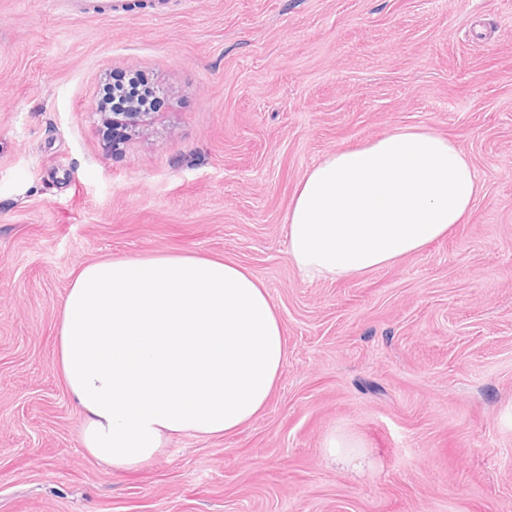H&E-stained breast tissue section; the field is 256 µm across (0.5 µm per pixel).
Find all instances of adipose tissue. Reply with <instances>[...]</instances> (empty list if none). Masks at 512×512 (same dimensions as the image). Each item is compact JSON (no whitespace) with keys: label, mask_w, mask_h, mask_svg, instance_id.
I'll return each instance as SVG.
<instances>
[{"label":"adipose tissue","mask_w":512,"mask_h":512,"mask_svg":"<svg viewBox=\"0 0 512 512\" xmlns=\"http://www.w3.org/2000/svg\"><path fill=\"white\" fill-rule=\"evenodd\" d=\"M482 190L471 158L425 126L398 127L306 170L285 218L303 279L362 276L464 223ZM286 360L262 283L237 263L185 252L81 266L62 303L56 365L87 452L132 470L176 435L243 431Z\"/></svg>","instance_id":"ef3b65f1"}]
</instances>
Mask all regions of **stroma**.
I'll return each instance as SVG.
<instances>
[{"label":"stroma","mask_w":512,"mask_h":512,"mask_svg":"<svg viewBox=\"0 0 512 512\" xmlns=\"http://www.w3.org/2000/svg\"><path fill=\"white\" fill-rule=\"evenodd\" d=\"M0 0V512H512V0ZM162 104L112 150L107 74ZM401 126L453 139L472 215L364 276L288 259L297 183ZM193 252L257 277L284 325L243 432L96 462L55 357L79 267ZM359 438L336 465L332 432Z\"/></svg>","instance_id":"1"}]
</instances>
